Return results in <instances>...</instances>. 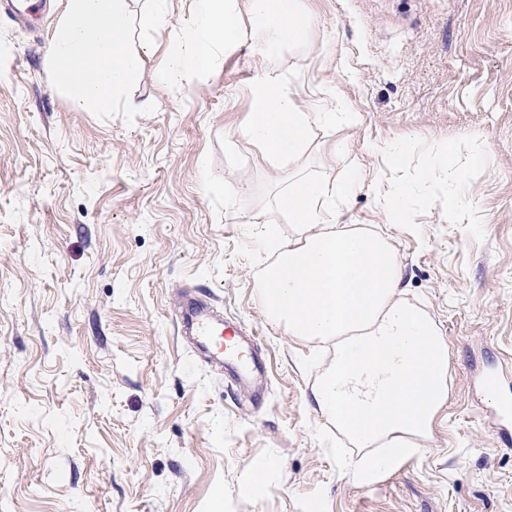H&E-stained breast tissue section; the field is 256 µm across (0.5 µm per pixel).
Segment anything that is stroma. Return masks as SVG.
Returning a JSON list of instances; mask_svg holds the SVG:
<instances>
[{
	"instance_id": "obj_1",
	"label": "stroma",
	"mask_w": 512,
	"mask_h": 512,
	"mask_svg": "<svg viewBox=\"0 0 512 512\" xmlns=\"http://www.w3.org/2000/svg\"><path fill=\"white\" fill-rule=\"evenodd\" d=\"M50 3L30 26L0 15V512H512V447L478 393L496 370L512 396V0H301L299 47L262 56L243 18L220 65L177 88L159 73L193 0H168L160 29L128 0L146 64L109 112L74 111L57 82L68 0ZM266 69L305 111L335 90L359 111L316 124L298 169L341 175L349 142L364 185L336 220L390 240L399 299L448 347L424 447L378 474L308 402L331 352L264 308L255 235H294L279 177L238 135ZM430 162L440 181L417 184ZM191 297L254 332L262 391L183 335Z\"/></svg>"
}]
</instances>
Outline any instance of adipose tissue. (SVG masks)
I'll return each mask as SVG.
<instances>
[{
	"label": "adipose tissue",
	"mask_w": 512,
	"mask_h": 512,
	"mask_svg": "<svg viewBox=\"0 0 512 512\" xmlns=\"http://www.w3.org/2000/svg\"><path fill=\"white\" fill-rule=\"evenodd\" d=\"M246 16L263 30L258 48L266 56L296 44L311 24L299 0H195L168 47L161 80L172 84L211 71L223 49L240 39ZM129 34L127 0H69L50 61L72 91L75 111H111L139 78L145 59L129 50ZM318 120L350 128L359 113L339 94L321 112L305 111L272 71L253 85L242 136L281 173L279 205L298 228L287 240L263 228L260 241L274 259L260 288L267 315L289 335L334 342L333 364L312 400L365 448L362 466L374 473L414 454L447 401L448 348L431 321L398 300L401 266L386 236L336 223L333 202L355 191V177L339 182L292 172L310 151Z\"/></svg>",
	"instance_id": "adipose-tissue-1"
}]
</instances>
